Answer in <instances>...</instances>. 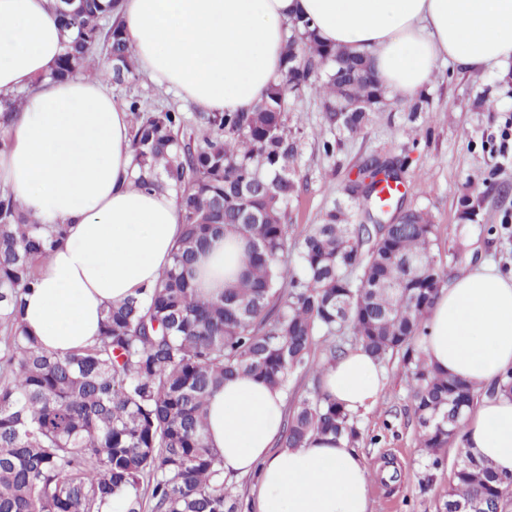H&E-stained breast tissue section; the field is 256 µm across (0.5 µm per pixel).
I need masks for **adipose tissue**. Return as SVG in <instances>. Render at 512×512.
<instances>
[{
    "instance_id": "1",
    "label": "adipose tissue",
    "mask_w": 512,
    "mask_h": 512,
    "mask_svg": "<svg viewBox=\"0 0 512 512\" xmlns=\"http://www.w3.org/2000/svg\"><path fill=\"white\" fill-rule=\"evenodd\" d=\"M140 70L208 112H239L282 69L285 24L309 19L332 46L369 53L398 98L414 96L439 64L491 71L512 61V0H121ZM64 37L48 0H0V94L28 90L0 152V187L40 224H65V243L40 264L24 297L27 331L65 355L94 342L103 309L154 284L181 232L174 193L130 179L129 121L104 80L49 79ZM244 244L212 240L195 283L220 294L243 269ZM428 361L485 388L463 422V445L512 474V396L493 393L512 372V272L481 262L441 289L425 321ZM382 367L354 347L323 371L324 392L345 411L373 408ZM282 390L252 377L225 380L207 405V438L225 475L257 474L252 512H371L370 469L347 439L276 448Z\"/></svg>"
}]
</instances>
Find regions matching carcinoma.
<instances>
[{
	"instance_id": "1",
	"label": "carcinoma",
	"mask_w": 512,
	"mask_h": 512,
	"mask_svg": "<svg viewBox=\"0 0 512 512\" xmlns=\"http://www.w3.org/2000/svg\"><path fill=\"white\" fill-rule=\"evenodd\" d=\"M48 0L64 31V50L49 77L137 78L118 17L120 0ZM316 93L336 154L334 131L354 134L389 104L370 57L322 43L309 20L288 23L283 69L245 112L149 111L128 100L135 186L173 191L181 235L155 285L108 306L100 336L66 356L27 333L24 295L39 263L67 227L36 223L18 201L0 194V512H104L120 496L123 512H235L224 489V458L206 439V403L224 380L249 375L288 390L314 366L317 338L330 344L347 329L378 362L395 355L410 373L411 392L431 465L448 432L460 429L474 388L430 364L415 341L424 330L442 274L434 261L429 213L408 208L385 223L382 205L367 224L351 223L335 204L305 237L292 242L285 217L298 194V143L289 125L291 99ZM25 93L0 99V151ZM242 237L246 270L220 295L204 298L194 264L209 242ZM294 248L299 271L281 258ZM360 431L324 392L300 398L283 421L281 447L312 437ZM481 502L506 512L512 476L463 452L447 503Z\"/></svg>"
}]
</instances>
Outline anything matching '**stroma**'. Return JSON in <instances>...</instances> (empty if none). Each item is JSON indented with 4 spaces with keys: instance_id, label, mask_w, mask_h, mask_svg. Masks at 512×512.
<instances>
[{
    "instance_id": "obj_1",
    "label": "stroma",
    "mask_w": 512,
    "mask_h": 512,
    "mask_svg": "<svg viewBox=\"0 0 512 512\" xmlns=\"http://www.w3.org/2000/svg\"><path fill=\"white\" fill-rule=\"evenodd\" d=\"M112 100L124 107L127 96L147 106H165L194 116L197 108L173 91L140 77L132 85L110 83ZM418 131H409L402 110L389 106L374 114L359 133L341 135L335 156H325L320 141L326 129L322 105L310 94L296 101L292 122L301 126L298 147L300 190L285 218L292 237L319 223L333 203L347 201V189L367 158L379 155L402 167L403 204L429 212L435 226L434 259L444 282L466 266L492 261L512 269V146H490L512 120V71L458 72L440 66L414 97ZM476 217L461 222L462 199ZM386 385L374 409L356 416L361 432L356 446L370 468L393 466L395 478L373 477V512H438L463 451L462 438L441 449L433 469L419 445L410 378L399 358L385 362Z\"/></svg>"
}]
</instances>
